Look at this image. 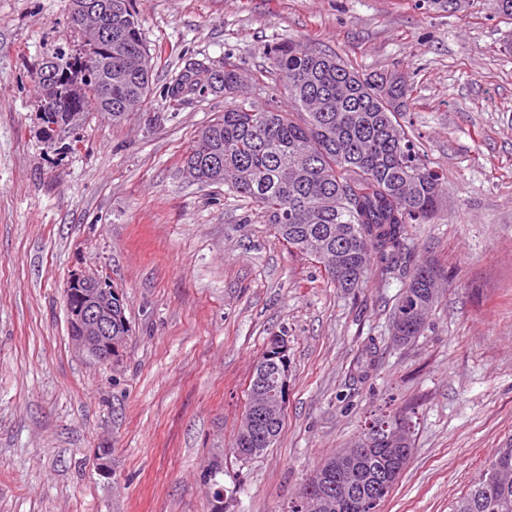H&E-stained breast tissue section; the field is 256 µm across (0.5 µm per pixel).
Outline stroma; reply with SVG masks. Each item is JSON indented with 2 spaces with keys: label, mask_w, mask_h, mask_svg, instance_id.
<instances>
[{
  "label": "stroma",
  "mask_w": 512,
  "mask_h": 512,
  "mask_svg": "<svg viewBox=\"0 0 512 512\" xmlns=\"http://www.w3.org/2000/svg\"><path fill=\"white\" fill-rule=\"evenodd\" d=\"M68 8L0 0V512H288L388 412L410 416L413 452L381 512H450L512 437V23L492 0L454 16L427 0H136L151 94L118 121L88 109L49 143L33 73L70 37ZM288 40L414 87L418 145L445 184L412 227L413 259L448 280L409 343L391 336L398 282L342 294L227 187L182 173L224 99L169 104V79L189 60L230 62L262 104L265 51ZM80 268L126 297L117 363L68 337L63 287ZM272 336L288 341L285 423L245 463L230 447ZM370 340L379 365L362 381Z\"/></svg>",
  "instance_id": "obj_1"
}]
</instances>
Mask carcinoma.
Masks as SVG:
<instances>
[{"instance_id":"1","label":"carcinoma","mask_w":512,"mask_h":512,"mask_svg":"<svg viewBox=\"0 0 512 512\" xmlns=\"http://www.w3.org/2000/svg\"><path fill=\"white\" fill-rule=\"evenodd\" d=\"M71 5L93 20L73 29L77 39L56 45L36 72L38 108L49 139L55 133L51 125L67 124L90 102L119 120L151 93L152 59L133 0H71ZM266 55L286 109L273 98L264 107L239 98L243 77L232 64L216 70L190 62L165 86L175 105L208 95L229 100L224 113L201 129L199 145L185 153L182 171L202 186L224 185L252 204L278 239L322 263L344 293L361 288L372 265L385 281L401 279L392 316L415 308L414 319L395 337L406 344L421 334L438 303L434 278L446 279L435 262L411 260V227L434 218L444 183L409 129L413 88L395 71L364 73L301 41L271 45ZM377 357L376 345L366 344L356 365L359 378L376 369ZM278 399L274 377L252 376L233 444L240 461L276 443L285 415L265 429L269 442L257 438L249 415ZM411 454L408 418L383 415L363 430L346 461L333 453L311 473L288 512H365L360 495L342 496L320 475L332 465L346 468L364 490L380 476L387 482L384 500ZM451 512H512V439Z\"/></svg>"}]
</instances>
